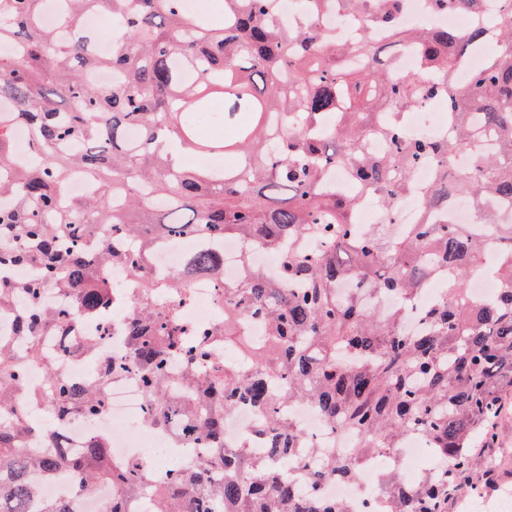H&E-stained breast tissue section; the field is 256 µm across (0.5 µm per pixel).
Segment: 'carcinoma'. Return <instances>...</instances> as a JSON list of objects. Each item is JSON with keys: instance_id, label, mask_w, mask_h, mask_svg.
I'll return each mask as SVG.
<instances>
[{"instance_id": "1", "label": "carcinoma", "mask_w": 512, "mask_h": 512, "mask_svg": "<svg viewBox=\"0 0 512 512\" xmlns=\"http://www.w3.org/2000/svg\"><path fill=\"white\" fill-rule=\"evenodd\" d=\"M427 2L434 14L467 11L473 28L406 29V0H298L286 26L272 20L271 0H214L210 18L186 15L181 0H66L55 29L42 22L44 0H0V45L13 50L0 60V311L19 298L28 304L15 333L0 335V509L77 512L74 497L39 496L36 472L66 473L79 493L115 483L120 496L104 512H139L145 498L154 512H357L313 492L327 480H356L368 461L416 436L443 460L440 475L407 485L388 469L374 491L388 512H448L463 488L452 475L478 466L470 444L491 438L512 396V223L494 225L500 288L475 301L468 282L482 272L485 242L433 216L456 195L512 198V0L493 16L483 13L486 0ZM332 9L359 22L358 45L339 47L331 31L312 26L311 17ZM90 10L118 19L107 55L94 49L102 33L82 24ZM493 42L498 51L456 84L467 51ZM391 47L415 55L418 75L397 73L393 55L380 63L377 53ZM97 70L118 79L99 86L90 79ZM57 97L70 107L58 108ZM427 97L447 100L450 126L438 140L413 139L404 127ZM217 98L240 161L190 170L175 152L226 148L194 129ZM19 124L27 159L15 156ZM132 127L136 141L127 137ZM487 129L498 138L493 154L483 144ZM272 139L275 154L266 149ZM373 139L390 151L373 152ZM462 149L469 162L457 166ZM428 163L436 164L434 182L420 187L412 172ZM75 171L94 190L65 204ZM411 195L422 219L395 233L391 215ZM366 197L381 205L384 223L360 229ZM183 236L211 242L186 257L192 275L220 271L221 239H254L278 256L272 276L244 259L246 275L224 289V343L249 339L254 367L199 349L191 358L212 373L170 372L181 328L157 308L156 292L186 284L146 271L155 250ZM14 266L29 276L12 277ZM121 266L142 288L127 315V352L89 383L69 381L38 339L56 336L65 348L72 321L119 303L108 270ZM432 280L441 294L409 334L408 307ZM49 288L76 307L42 308ZM377 296L395 303L378 308ZM249 321L260 323L259 335L247 337ZM32 365L53 378L52 393L28 387ZM130 371L151 423L214 448L165 486L138 463L110 469L103 437L78 454L49 446L25 415L26 403L43 400L55 416L91 420L105 408L109 376ZM296 400L353 435L352 452L338 448L293 481L256 457L248 437L221 445L224 414L244 404L256 411L255 433L271 455L291 470L304 467L313 443L281 412Z\"/></svg>"}]
</instances>
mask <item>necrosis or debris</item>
I'll return each instance as SVG.
<instances>
[{
	"instance_id": "necrosis-or-debris-1",
	"label": "necrosis or debris",
	"mask_w": 512,
	"mask_h": 512,
	"mask_svg": "<svg viewBox=\"0 0 512 512\" xmlns=\"http://www.w3.org/2000/svg\"><path fill=\"white\" fill-rule=\"evenodd\" d=\"M492 216L494 223L512 222V202L489 198L482 203L460 198L448 206L447 219L452 224H472L478 211ZM197 242L184 238L155 253L152 270L167 275H185V257L194 250ZM250 259L267 272H274L276 261L254 243L233 238L224 242V271L219 279L186 277V288L177 293L166 294L167 304L173 308L188 331L187 344L205 342L214 350L224 348V338L218 331L224 320V288L235 283L241 274L243 259ZM79 334L72 337V349L57 353L56 339L44 338L46 350L54 352L61 375L82 382L93 372L94 366L111 360L112 356L126 348L127 322L111 310H104L99 316L78 323ZM210 329V336L198 339L197 329ZM93 336L99 341L97 348L85 350V337ZM107 405L102 414L93 421L73 418L55 429L58 439L64 442L70 452H78L97 435L108 440L109 467L120 469L129 462H139L158 480L170 479L174 474H187L201 454L199 446L179 440L169 429L159 430L149 421V404L139 380L131 375L121 374L108 378L105 385ZM288 416L303 432L313 436L318 454L324 455L335 448L350 449L349 437L333 433L319 414L308 404L293 403L284 409ZM378 461H371L365 467L366 477L351 483L333 480L326 483L322 494L329 499L360 503L364 512H387L388 502L370 490V475L377 472Z\"/></svg>"
}]
</instances>
